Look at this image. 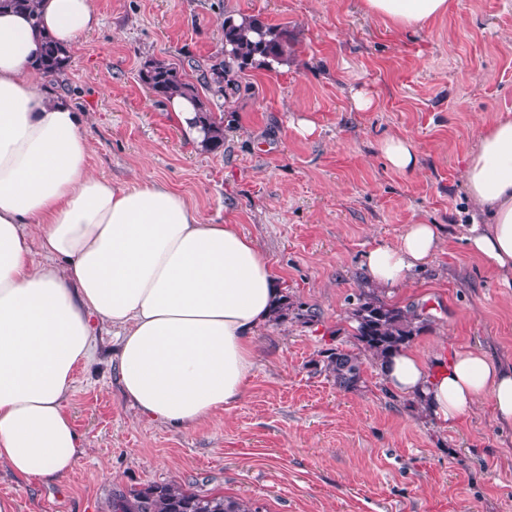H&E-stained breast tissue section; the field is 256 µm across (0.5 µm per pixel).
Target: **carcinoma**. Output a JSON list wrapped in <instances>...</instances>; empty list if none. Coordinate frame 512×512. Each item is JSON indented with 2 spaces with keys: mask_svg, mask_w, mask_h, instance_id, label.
Returning <instances> with one entry per match:
<instances>
[{
  "mask_svg": "<svg viewBox=\"0 0 512 512\" xmlns=\"http://www.w3.org/2000/svg\"><path fill=\"white\" fill-rule=\"evenodd\" d=\"M1 8L33 16L37 4L36 0H0ZM222 32L224 49L211 57V63L202 71L200 88L188 81L172 63L149 61L139 71L140 81L150 90L155 102L164 103L174 96H186L196 102V122L205 132L202 147L206 151L224 146V116L212 111L209 99L202 96L200 90L223 97L227 90L239 89V78L245 71L284 64L295 52L288 30L268 24L258 16H226ZM69 63L70 55L52 39L44 38L36 69L55 75L64 71ZM290 317L311 321L315 313L298 311L285 292L269 322L281 324ZM351 319L356 323L352 334L354 349L336 346L322 351L324 371L345 391L355 390L363 382L364 360L384 366L431 324L430 317L423 311L414 306L391 304L380 297L376 288L360 293ZM112 512H259V508L250 499L200 494L175 483H164L114 494Z\"/></svg>",
  "mask_w": 512,
  "mask_h": 512,
  "instance_id": "carcinoma-1",
  "label": "carcinoma"
}]
</instances>
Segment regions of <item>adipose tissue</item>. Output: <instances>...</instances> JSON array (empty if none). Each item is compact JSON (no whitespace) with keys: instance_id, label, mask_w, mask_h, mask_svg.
<instances>
[{"instance_id":"adipose-tissue-1","label":"adipose tissue","mask_w":512,"mask_h":512,"mask_svg":"<svg viewBox=\"0 0 512 512\" xmlns=\"http://www.w3.org/2000/svg\"><path fill=\"white\" fill-rule=\"evenodd\" d=\"M448 0H363L396 30L447 13ZM100 24L92 0H38L36 17L0 10V467L61 482L85 451L66 411L98 329L119 346L115 379L144 417L194 428L238 402L255 367V337L281 289L267 258L232 224L206 223L163 184L96 176L81 114L40 86L43 37L74 46ZM462 170L471 252L512 279V117L483 128ZM435 224H413L366 256L368 281L394 288L426 264ZM42 262H35L33 252ZM388 384L421 395L448 424L490 396L512 426V367L481 351L427 364L413 351L384 367Z\"/></svg>"}]
</instances>
